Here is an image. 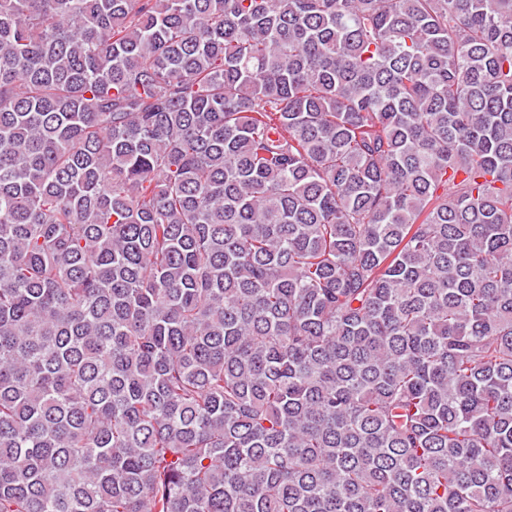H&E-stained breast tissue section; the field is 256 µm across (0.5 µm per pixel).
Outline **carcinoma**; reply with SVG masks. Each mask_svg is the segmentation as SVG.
Listing matches in <instances>:
<instances>
[{"instance_id": "1", "label": "carcinoma", "mask_w": 512, "mask_h": 512, "mask_svg": "<svg viewBox=\"0 0 512 512\" xmlns=\"http://www.w3.org/2000/svg\"><path fill=\"white\" fill-rule=\"evenodd\" d=\"M0 512H512V0H0Z\"/></svg>"}]
</instances>
